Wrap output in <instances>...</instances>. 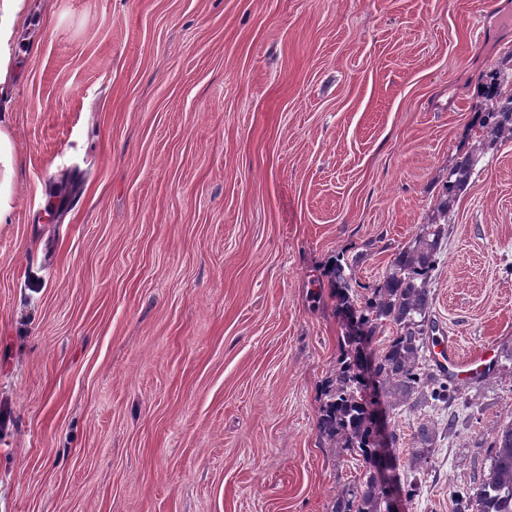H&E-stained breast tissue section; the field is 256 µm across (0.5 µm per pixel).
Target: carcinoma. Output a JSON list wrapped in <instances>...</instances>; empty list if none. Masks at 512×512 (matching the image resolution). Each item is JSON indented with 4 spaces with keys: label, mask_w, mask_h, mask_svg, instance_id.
<instances>
[{
    "label": "carcinoma",
    "mask_w": 512,
    "mask_h": 512,
    "mask_svg": "<svg viewBox=\"0 0 512 512\" xmlns=\"http://www.w3.org/2000/svg\"><path fill=\"white\" fill-rule=\"evenodd\" d=\"M491 106L479 124V139L495 144L504 134H512V89L498 82L487 86ZM473 154L459 158L437 205V211L448 215V195L460 190L471 174ZM443 229L434 222L422 228L412 244L401 250L392 261L382 283L371 289L361 309H356L349 295V277L342 264L331 270L339 289V302L356 332L344 337V356L336 379L329 391L320 418V432L330 447L341 448L371 468L380 465V455L373 428L375 398L382 396L390 407L410 409L426 406L429 401L453 403L457 388L426 357L428 341L434 325L431 319L432 295L429 278L437 263ZM391 325L395 334L372 359V377L378 391H369L357 348V336L367 340ZM439 428L430 419L418 422L410 448L411 465L422 470L430 463L438 440ZM494 452L488 474L476 495L463 507L475 506L476 512H512V418L494 427ZM338 512H390L389 491L371 475L353 499Z\"/></svg>",
    "instance_id": "cac0c4a2"
}]
</instances>
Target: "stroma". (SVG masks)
<instances>
[{
	"label": "stroma",
	"mask_w": 512,
	"mask_h": 512,
	"mask_svg": "<svg viewBox=\"0 0 512 512\" xmlns=\"http://www.w3.org/2000/svg\"><path fill=\"white\" fill-rule=\"evenodd\" d=\"M14 56L0 225V512H333L319 431L347 325L476 154L431 274L436 335L496 347L432 468L388 408L396 512H456L512 414V0H44ZM76 193L44 199L62 179ZM486 96L491 106L488 112H483L479 139L493 145L504 134H512V89H504L496 80L487 86ZM5 112L0 114V224L13 221L15 210V184L18 155L6 130ZM472 167L473 153H470L460 157L456 162L455 168L451 171L450 175L455 176V180L453 182L448 180L437 205V211L444 215V218L448 217V195L452 192L460 191V187L464 186L470 176Z\"/></svg>",
	"instance_id": "35a3bbf8"
}]
</instances>
